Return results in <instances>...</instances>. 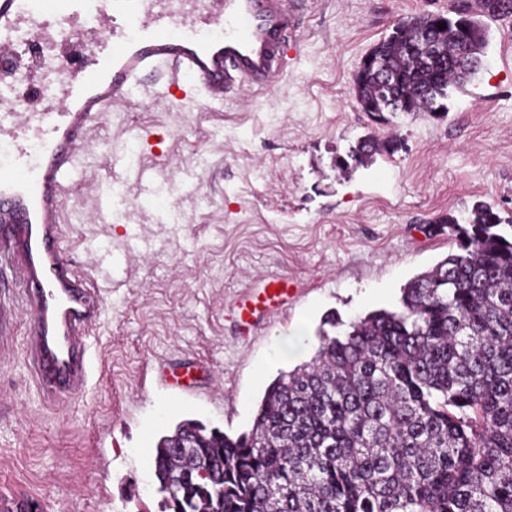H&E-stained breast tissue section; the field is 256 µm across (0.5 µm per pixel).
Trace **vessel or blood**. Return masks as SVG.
<instances>
[{
  "mask_svg": "<svg viewBox=\"0 0 512 512\" xmlns=\"http://www.w3.org/2000/svg\"><path fill=\"white\" fill-rule=\"evenodd\" d=\"M305 0H0V57L12 56L14 33L41 20L50 37L59 19L88 22L112 35L111 52L81 79L63 76L59 102L46 112H17L0 94V268L11 286L0 295V351L18 323L29 325L24 360L42 396L79 395L96 373L91 334L103 312L93 278L66 258L60 203L96 106L126 108L146 91L144 73L191 86L204 99L269 91L288 67V45L301 27ZM296 283L264 277L235 305L240 327L286 308Z\"/></svg>",
  "mask_w": 512,
  "mask_h": 512,
  "instance_id": "vessel-or-blood-1",
  "label": "vessel or blood"
}]
</instances>
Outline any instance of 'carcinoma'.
Wrapping results in <instances>:
<instances>
[{"label": "carcinoma", "mask_w": 512, "mask_h": 512, "mask_svg": "<svg viewBox=\"0 0 512 512\" xmlns=\"http://www.w3.org/2000/svg\"><path fill=\"white\" fill-rule=\"evenodd\" d=\"M481 12L512 18V0ZM446 28L440 30L438 25ZM353 76L362 111H448L485 66L473 0L399 21ZM443 56L413 50L420 29ZM397 149L361 140L347 173ZM455 249L266 388L248 433L185 420L155 447L168 512H512V220L477 204Z\"/></svg>", "instance_id": "obj_1"}]
</instances>
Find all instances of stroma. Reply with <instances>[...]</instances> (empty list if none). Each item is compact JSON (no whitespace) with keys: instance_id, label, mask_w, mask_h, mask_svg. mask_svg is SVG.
<instances>
[{"instance_id":"1","label":"stroma","mask_w":512,"mask_h":512,"mask_svg":"<svg viewBox=\"0 0 512 512\" xmlns=\"http://www.w3.org/2000/svg\"><path fill=\"white\" fill-rule=\"evenodd\" d=\"M450 0H308L288 70L266 94L187 106L162 78L147 96L96 115L84 182L61 200L64 248L97 265L103 315L94 351L103 365L85 393L44 405L24 361L25 331L0 357V512L33 501L42 512H162L153 458L160 436L195 419L235 436L250 429L266 387L310 362L326 317L349 323L401 307V290L452 245L437 218L478 202L512 215V21H489V66L449 112H362L353 75L403 18ZM149 132L140 170L176 151L183 167L173 213L128 170L102 222H77L112 178L115 133ZM398 149L341 175L364 138ZM204 204H196V197ZM143 258L112 275L128 247ZM298 288L288 311L243 333L233 308L261 277ZM212 370L217 387L169 388L174 369Z\"/></svg>"}]
</instances>
